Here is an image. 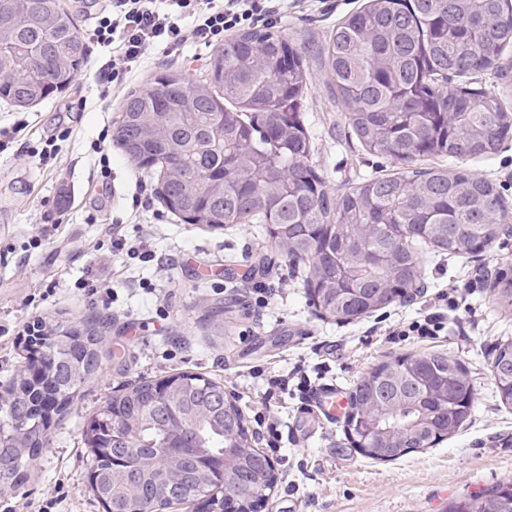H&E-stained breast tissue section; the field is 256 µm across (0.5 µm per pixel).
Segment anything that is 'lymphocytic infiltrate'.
Segmentation results:
<instances>
[{
    "mask_svg": "<svg viewBox=\"0 0 512 512\" xmlns=\"http://www.w3.org/2000/svg\"><path fill=\"white\" fill-rule=\"evenodd\" d=\"M280 0H110L86 30V40L108 49L97 61L103 88L122 83L150 54L182 53L188 41H223L243 26L270 21Z\"/></svg>",
    "mask_w": 512,
    "mask_h": 512,
    "instance_id": "lymphocytic-infiltrate-1",
    "label": "lymphocytic infiltrate"
}]
</instances>
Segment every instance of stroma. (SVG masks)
<instances>
[{
    "mask_svg": "<svg viewBox=\"0 0 512 512\" xmlns=\"http://www.w3.org/2000/svg\"><path fill=\"white\" fill-rule=\"evenodd\" d=\"M366 0H284L274 27L293 43L324 38ZM211 50L188 44L183 55L149 56L126 84L101 95L93 68L68 90L28 110L0 101V129L27 125L32 145L71 129L48 166L8 149L0 153V389L21 370V335L28 322L74 324L91 314L108 321L101 373L83 387L78 405L52 429L50 444L32 461L27 479L0 492V512H103L85 480L83 426L115 388L142 378L193 372L223 383L236 397L251 431L270 411L281 424L282 449L273 456L277 486L265 512H446L450 501L512 481V409L500 403L489 361L494 346L512 339V316L501 314L489 284L512 270V236L472 258H434L423 288L407 300L351 323L317 317L299 274L284 253L272 250L260 225L205 231L169 213L157 180L139 170L112 141L129 88L167 67L201 75ZM305 117L313 162L330 191L338 192L388 168L387 160L358 148L341 113L331 110L323 69L314 66ZM111 175L102 178L101 159ZM468 169L495 183L512 209V138L497 154L475 158ZM123 224L131 238L163 259V266L127 254L113 255L103 233ZM50 240H41L44 226ZM112 277V304L96 307L83 282ZM276 292L256 311L252 288ZM462 288L441 335L424 340L390 335L394 325L418 318L438 291ZM224 309L213 334L210 308ZM441 351L460 359L473 382L470 420L436 447L392 461H375L351 448L341 422L305 412L297 396L266 400L265 373L304 372L311 387L350 391L368 368L401 354ZM263 376H256V369Z\"/></svg>",
    "mask_w": 512,
    "mask_h": 512,
    "instance_id": "obj_1",
    "label": "stroma"
}]
</instances>
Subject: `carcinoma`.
<instances>
[{"label": "carcinoma", "instance_id": "obj_1", "mask_svg": "<svg viewBox=\"0 0 512 512\" xmlns=\"http://www.w3.org/2000/svg\"><path fill=\"white\" fill-rule=\"evenodd\" d=\"M512 0H368L312 51L270 28L237 34L192 79L166 68L125 96L113 141L157 177L165 207L186 224H262L288 255L323 318L350 322L420 287L425 260L469 258L505 235L497 186L464 163L512 138V110L473 81L502 68ZM318 56L347 129L393 171L333 194L313 165L303 119L309 59ZM89 49L59 0H0V100L27 109L62 93ZM512 316V276L491 282ZM103 326L44 327L0 401V490L27 478L51 428L101 371ZM501 404L512 407V340L491 354ZM474 391L460 360L404 355L363 373L343 433L368 458L392 461L455 435ZM87 482L104 512L162 489L161 505L258 512L277 481L236 398L181 372L117 391L84 425ZM448 512H512V482L459 498Z\"/></svg>", "mask_w": 512, "mask_h": 512}]
</instances>
